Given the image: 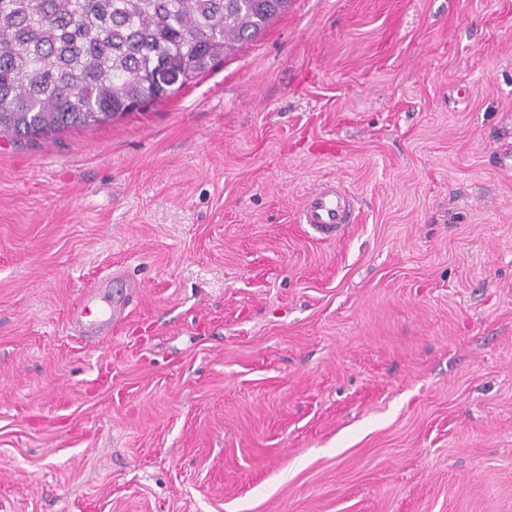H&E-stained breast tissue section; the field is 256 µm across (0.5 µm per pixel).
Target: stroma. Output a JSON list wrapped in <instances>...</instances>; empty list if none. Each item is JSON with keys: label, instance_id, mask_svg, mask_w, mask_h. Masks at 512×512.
<instances>
[{"label": "stroma", "instance_id": "stroma-1", "mask_svg": "<svg viewBox=\"0 0 512 512\" xmlns=\"http://www.w3.org/2000/svg\"><path fill=\"white\" fill-rule=\"evenodd\" d=\"M505 143L512 0H290L166 101L0 138V512H512ZM110 263L139 303L81 334ZM356 200L351 188L338 180H327L304 194L297 223L307 224L320 241L341 239L348 224H356Z\"/></svg>", "mask_w": 512, "mask_h": 512}]
</instances>
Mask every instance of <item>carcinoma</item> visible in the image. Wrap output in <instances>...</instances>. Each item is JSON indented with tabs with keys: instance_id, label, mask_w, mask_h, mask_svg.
<instances>
[{
	"instance_id": "carcinoma-1",
	"label": "carcinoma",
	"mask_w": 512,
	"mask_h": 512,
	"mask_svg": "<svg viewBox=\"0 0 512 512\" xmlns=\"http://www.w3.org/2000/svg\"><path fill=\"white\" fill-rule=\"evenodd\" d=\"M288 0H0V136L95 127L174 96Z\"/></svg>"
}]
</instances>
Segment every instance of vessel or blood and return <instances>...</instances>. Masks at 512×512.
I'll return each mask as SVG.
<instances>
[{
  "label": "vessel or blood",
  "mask_w": 512,
  "mask_h": 512,
  "mask_svg": "<svg viewBox=\"0 0 512 512\" xmlns=\"http://www.w3.org/2000/svg\"><path fill=\"white\" fill-rule=\"evenodd\" d=\"M297 221L308 225L317 240L341 239L347 226L356 221L355 194L341 181L321 182L305 193ZM105 281L97 279L75 304L71 312L73 323L81 326L89 320L104 326L125 314L128 302H112L104 288Z\"/></svg>",
  "instance_id": "obj_1"
}]
</instances>
